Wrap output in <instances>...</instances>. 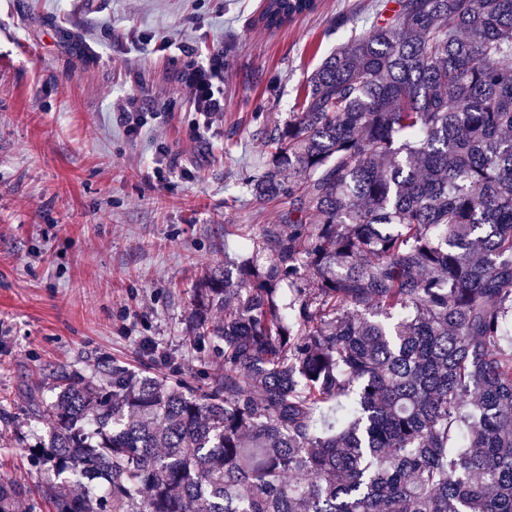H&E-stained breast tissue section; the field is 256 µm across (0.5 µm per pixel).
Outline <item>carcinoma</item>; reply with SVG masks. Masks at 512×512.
<instances>
[{"instance_id":"1","label":"carcinoma","mask_w":512,"mask_h":512,"mask_svg":"<svg viewBox=\"0 0 512 512\" xmlns=\"http://www.w3.org/2000/svg\"><path fill=\"white\" fill-rule=\"evenodd\" d=\"M253 136L282 207L192 289L207 389L116 365L29 393V512H512V0H395ZM26 495L0 478V512Z\"/></svg>"}]
</instances>
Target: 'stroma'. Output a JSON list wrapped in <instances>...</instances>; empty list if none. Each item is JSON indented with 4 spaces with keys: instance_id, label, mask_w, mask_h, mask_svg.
<instances>
[{
    "instance_id": "1",
    "label": "stroma",
    "mask_w": 512,
    "mask_h": 512,
    "mask_svg": "<svg viewBox=\"0 0 512 512\" xmlns=\"http://www.w3.org/2000/svg\"><path fill=\"white\" fill-rule=\"evenodd\" d=\"M260 0H0V476L42 479L26 393L60 369L113 366L200 385L181 352L190 291L275 223L256 202L261 125L284 123L307 76L392 0H318L268 29ZM193 45L194 57L179 51ZM224 66V112L198 127L191 62ZM152 113L127 134L114 107ZM177 353L156 363L145 349Z\"/></svg>"
}]
</instances>
